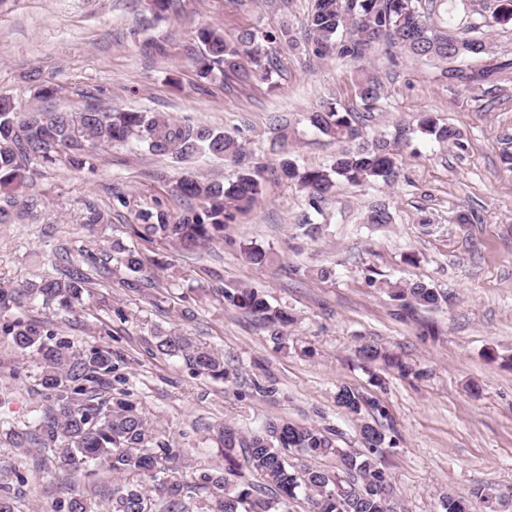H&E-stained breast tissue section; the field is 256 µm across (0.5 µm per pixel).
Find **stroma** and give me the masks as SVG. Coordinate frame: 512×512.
Instances as JSON below:
<instances>
[{
    "mask_svg": "<svg viewBox=\"0 0 512 512\" xmlns=\"http://www.w3.org/2000/svg\"><path fill=\"white\" fill-rule=\"evenodd\" d=\"M312 0H180L177 12L157 14L151 0H0V93L20 111L90 107L166 112L177 121L235 136L246 164L264 166L253 209L227 225L222 241L186 255L129 233L137 214L156 205L171 215L184 202L176 192L189 172L229 183L238 167L218 157L191 161L154 156L133 146L93 150L84 169H45L29 193L41 204L31 216L0 224V283L19 287L63 268L67 251L111 249L113 241L142 254L154 284L128 291L119 275L93 277L77 310L59 312L33 302L29 317L52 320L76 345H109L126 360L124 388L150 418L159 441L182 448L185 482L222 466L209 428L220 420L260 430L284 417L342 432L360 448L356 423L335 401L339 387L376 396L388 412L398 446L385 465L399 512H435L442 493L486 485L512 488V171L501 160L512 148V82L471 91L449 86L436 60L375 48L364 64L379 76L382 97L364 111L353 88L355 63L318 57L307 36ZM428 24L487 40L496 56L512 59V25H495L496 0H418ZM289 29L292 43L269 49L280 62L269 80L238 82L232 74L201 80L191 50L200 28ZM40 85L57 87L46 100ZM324 100L359 113L364 137L397 141L392 183L344 186L321 210L276 175L274 117L287 120L286 149L302 167L328 164L339 144L319 134L308 115ZM429 112L460 130V144L424 134L418 115ZM385 206L392 223H367ZM111 221L105 237L83 226L87 207ZM471 215L470 223L457 221ZM319 225L318 237L305 227ZM270 250L264 266L247 262L241 245ZM417 264L405 261L406 255ZM330 269L320 278L318 269ZM380 281L369 284V271ZM421 280L447 294L440 308L413 310L392 300L385 283ZM262 288L271 305L295 317L288 342L275 347L264 328L225 305L222 288ZM121 308L117 319L113 308ZM174 328L222 353L237 370L231 384L196 376L177 358L150 355L145 340ZM370 343L420 370L401 377L384 363L359 360ZM34 360L0 335V464L24 482H9L18 512H53L54 471L33 460L49 448L22 452L4 438L11 427L35 428L43 401ZM269 393H262V386Z\"/></svg>",
    "mask_w": 512,
    "mask_h": 512,
    "instance_id": "stroma-1",
    "label": "stroma"
}]
</instances>
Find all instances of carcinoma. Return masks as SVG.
Returning a JSON list of instances; mask_svg holds the SVG:
<instances>
[{
	"label": "carcinoma",
	"instance_id": "obj_1",
	"mask_svg": "<svg viewBox=\"0 0 512 512\" xmlns=\"http://www.w3.org/2000/svg\"><path fill=\"white\" fill-rule=\"evenodd\" d=\"M307 27L319 56L332 53L341 59L361 61L380 42L387 50L406 51L415 56L448 61V85L474 90L496 83L512 73V60L490 56L486 40L466 38L451 29L429 24L412 0H315ZM286 37L245 30L234 40L214 27L197 33L193 51L198 76L208 79L214 69L237 72L240 59L247 58L253 69L241 79L269 78L278 59L265 51L262 42ZM488 57L480 67H457L460 58ZM381 83L374 73L358 70L355 94L363 106L375 108ZM320 134L338 142L361 138L353 112H340L335 103L321 102L308 116ZM419 127L442 143L456 142L459 132L439 123L429 112L419 115ZM136 141L154 155L190 158L197 155L222 156L241 161L245 147L233 136L205 126L180 124L162 112H114L89 108L70 112L18 111L14 99L0 96V224H8L39 205L23 197L41 170L59 162L78 170L85 167L93 147L123 145ZM396 147L383 137L342 148L326 167L299 169L288 155L281 156L282 179L306 193L309 205L321 204L340 184L362 186L370 182L390 183L396 174ZM260 166L245 168L229 185L210 182L193 175L180 182L181 193L199 198L205 206H189L178 217L159 204L140 213L134 236L143 241L159 240L190 252L224 239L225 220L233 211L247 210L262 193ZM254 265H264L268 252L251 243L241 248ZM82 262L102 272L108 264L127 272L123 286L130 291L144 287V263L138 251L118 241L112 252L78 250ZM90 280L77 265L44 275L20 287L0 286V334L10 337L13 347L29 354L40 364L39 385L44 399L41 421L34 430L13 428L6 438L15 448H54L56 465L74 472L83 463H93L124 477L112 488L105 512H290L289 505L301 499L305 512H394L397 494L383 462L396 445L394 429L383 424L388 418L378 398L348 386L340 387L336 404L352 414L362 437L361 451L340 445L339 430L297 425L285 418L268 420L261 431L245 433L230 423L210 429L211 437L224 450L225 468L200 474L194 484L184 482L179 472L184 464L181 450L156 440L149 418L121 390L112 395L114 384L123 382L114 372L122 355L110 346L78 348L58 336L49 319H23L11 315L26 303L39 301L45 307L71 312L80 304ZM393 299L408 306L437 308L448 302L421 280L389 286ZM228 304L243 309L266 329L270 341L281 346L288 339L293 316L287 309L271 305L258 287L223 290ZM152 347L158 353L184 361L195 373L226 382L235 373L224 366V357L194 345L172 330L159 329ZM334 456L346 478L335 471L313 466L297 468L291 455ZM55 512H88L79 487L64 483ZM484 512H501V497L485 486L471 488L466 495L444 494L438 512H470L472 503Z\"/></svg>",
	"mask_w": 512,
	"mask_h": 512
}]
</instances>
